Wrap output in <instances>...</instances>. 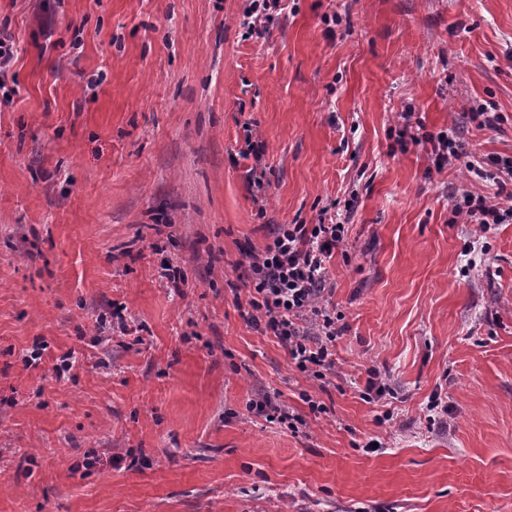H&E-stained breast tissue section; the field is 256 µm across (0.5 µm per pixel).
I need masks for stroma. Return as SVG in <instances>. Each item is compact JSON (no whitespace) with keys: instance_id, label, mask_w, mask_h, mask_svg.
<instances>
[{"instance_id":"1","label":"stroma","mask_w":512,"mask_h":512,"mask_svg":"<svg viewBox=\"0 0 512 512\" xmlns=\"http://www.w3.org/2000/svg\"><path fill=\"white\" fill-rule=\"evenodd\" d=\"M51 2L0 0V512H512V223H453L460 184L495 182L399 138L410 112L512 159V0H288L264 41L248 0ZM323 212L346 329L321 385L251 324L236 264ZM116 303L134 321L98 344ZM18 52L17 42L8 24L0 22V110L3 107H10L18 93L14 86L9 87L5 81ZM254 127L256 125L249 122L243 124L245 148L239 151V155L245 159L252 156L256 163L255 166L247 170L246 179L253 196V202L257 205V215L264 217L266 190L262 172L260 176H257V166L265 155L267 146L265 140L260 137ZM247 407L253 412L266 414L268 417L273 418V420L276 418L280 420L281 423H287L288 429L291 430V432H298V425H303V420L300 417L273 406L271 401L268 399L250 400ZM269 411L273 412V414L269 413Z\"/></svg>"}]
</instances>
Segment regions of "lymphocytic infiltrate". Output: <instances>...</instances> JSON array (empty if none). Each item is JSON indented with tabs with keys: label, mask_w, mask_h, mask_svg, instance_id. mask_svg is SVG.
Segmentation results:
<instances>
[{
	"label": "lymphocytic infiltrate",
	"mask_w": 512,
	"mask_h": 512,
	"mask_svg": "<svg viewBox=\"0 0 512 512\" xmlns=\"http://www.w3.org/2000/svg\"><path fill=\"white\" fill-rule=\"evenodd\" d=\"M411 118V113H403L400 135L416 146L431 144L430 160L436 170L461 161L471 178L486 175L483 160L469 158L463 143L413 125ZM452 212L456 222L485 232L512 219V203L500 193L483 196L465 190L454 196ZM344 240L341 224H279L263 250L248 257L252 323L273 333L296 371L310 380H324L334 365L342 315L330 299L327 275L328 264Z\"/></svg>",
	"instance_id": "f902f5d3"
}]
</instances>
